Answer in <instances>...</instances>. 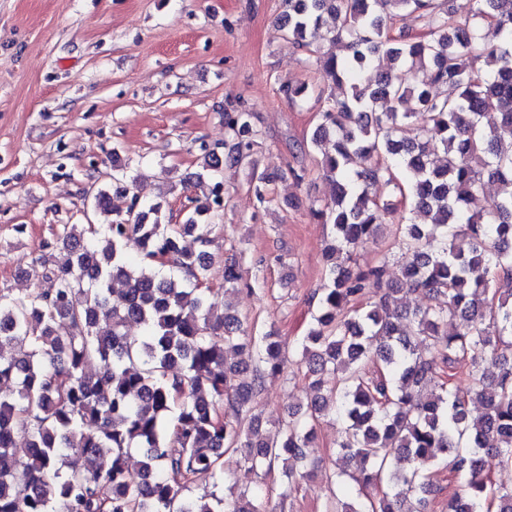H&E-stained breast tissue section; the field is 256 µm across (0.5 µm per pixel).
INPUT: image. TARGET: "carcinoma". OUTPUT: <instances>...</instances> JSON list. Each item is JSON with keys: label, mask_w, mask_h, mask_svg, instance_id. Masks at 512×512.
Listing matches in <instances>:
<instances>
[{"label": "carcinoma", "mask_w": 512, "mask_h": 512, "mask_svg": "<svg viewBox=\"0 0 512 512\" xmlns=\"http://www.w3.org/2000/svg\"><path fill=\"white\" fill-rule=\"evenodd\" d=\"M474 2L459 18L433 0H288V45H334L320 66L350 92L336 99L322 88L280 87L291 101L313 92L322 103L310 143L332 141L320 166L330 202L311 213L334 238L302 340L313 396L288 411L273 439L224 419L226 404L252 413L264 375L283 372L284 359L275 331L254 336L237 315H213L211 204L190 199L182 224L165 223L159 203L115 213L110 192L127 195L135 180L112 166V191L94 196V209L112 220L63 226L56 244L67 260L47 268L51 287L0 292V512H259L258 489L224 499L187 492L201 479L223 480L227 451L241 452L246 476L282 464L292 486L290 462L306 460L325 418L341 425L338 453L356 465L336 472L329 512H416L415 501L425 509L440 491L439 464L466 475L448 512H512V489L483 465L485 453L512 465V0ZM326 12L336 29L323 30ZM413 14L427 18V31L393 34ZM224 128V157L207 152L196 174L214 181L215 203L224 165L266 182L253 112L229 104ZM487 183L498 193L475 211ZM373 184L422 219L395 225V277L385 260L361 267L353 259L391 206L370 194ZM187 236L198 249L183 247ZM241 284L238 261L226 258L224 288ZM365 288L379 289L367 307ZM409 292L425 294L427 305L406 307ZM131 323L141 338L125 335ZM425 341L436 354L417 349ZM226 348L254 362L251 382H236ZM370 359L377 369L369 374ZM461 365L473 381L465 391L455 385ZM18 430L31 448L24 458L14 448ZM133 449L142 455L136 474L127 464ZM88 451L91 471L81 465ZM403 456L413 468L391 471Z\"/></svg>", "instance_id": "1"}]
</instances>
